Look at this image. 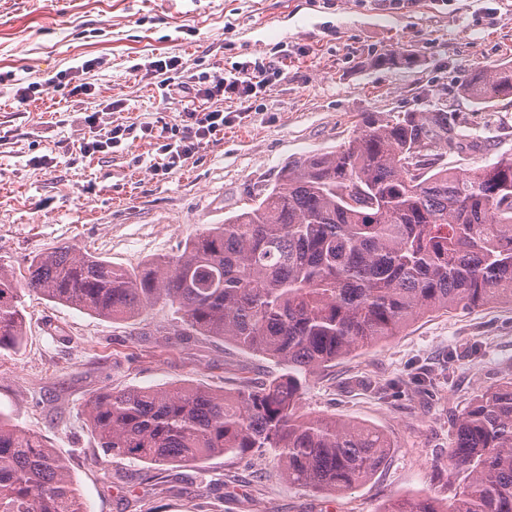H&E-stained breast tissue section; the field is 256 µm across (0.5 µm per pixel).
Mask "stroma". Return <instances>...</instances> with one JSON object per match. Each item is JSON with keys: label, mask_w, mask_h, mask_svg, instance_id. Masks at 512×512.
<instances>
[{"label": "stroma", "mask_w": 512, "mask_h": 512, "mask_svg": "<svg viewBox=\"0 0 512 512\" xmlns=\"http://www.w3.org/2000/svg\"><path fill=\"white\" fill-rule=\"evenodd\" d=\"M394 55L395 64L379 59ZM178 57L194 74L279 62L282 76L217 137L166 168L187 101L143 66ZM97 65L79 72L83 61ZM512 62V0H0V265L69 244L135 268L242 209L289 162L336 150L364 112H448L442 162L463 173L512 158V97L496 111L461 88ZM39 84L17 101V88ZM87 83L90 94L75 92ZM117 147L82 153L114 126ZM19 348L0 350V413L67 458L86 512H383L390 500H453L454 424L482 389L512 378V306L418 318L397 336L308 377L301 410L383 431L391 450L363 485L335 495L288 484L272 456L156 466L97 446L88 401L189 383L215 391L279 374L272 359L185 336L167 303L120 321L25 294ZM443 383L440 393L422 377Z\"/></svg>", "instance_id": "stroma-1"}]
</instances>
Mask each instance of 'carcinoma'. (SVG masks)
Returning <instances> with one entry per match:
<instances>
[{"label":"carcinoma","instance_id":"carcinoma-1","mask_svg":"<svg viewBox=\"0 0 512 512\" xmlns=\"http://www.w3.org/2000/svg\"><path fill=\"white\" fill-rule=\"evenodd\" d=\"M463 93L483 107L512 96V65ZM452 132L446 110L366 112L335 151L296 161L173 255L129 270L63 245L33 259L23 284L0 265V349L25 336V291L114 320L163 300L189 332L282 373L232 391L100 394L86 412L104 454L167 465L271 451L291 485L352 490L390 442L370 425L302 413L306 378L426 314L512 304V158L460 176L439 165ZM451 456L469 471L451 506L422 496L384 512H512V380L475 395ZM0 512H85L67 459L1 413Z\"/></svg>","mask_w":512,"mask_h":512}]
</instances>
